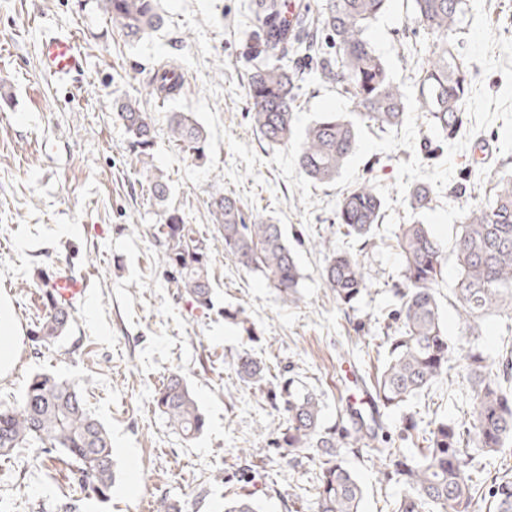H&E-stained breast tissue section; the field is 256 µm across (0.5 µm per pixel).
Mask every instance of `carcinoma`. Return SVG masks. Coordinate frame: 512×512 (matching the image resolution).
I'll use <instances>...</instances> for the list:
<instances>
[{
    "instance_id": "cac0c4a2",
    "label": "carcinoma",
    "mask_w": 512,
    "mask_h": 512,
    "mask_svg": "<svg viewBox=\"0 0 512 512\" xmlns=\"http://www.w3.org/2000/svg\"><path fill=\"white\" fill-rule=\"evenodd\" d=\"M98 7L131 45L163 23L161 0H97ZM389 0H320L315 14L298 12L288 20L278 0H254L260 30L248 47L255 60L247 79L248 116L268 146L286 147L294 137L300 71L268 62L291 49L320 60L321 78L336 84L356 108V116L382 132L398 130L405 115V94L368 38V29ZM469 0H412L415 18L432 40L427 58H408L417 87L416 101L426 124L437 134L429 159L444 154L447 142L464 125V105L471 87L470 68L449 41L468 11ZM336 48L326 55L318 34ZM156 95L181 92L183 77L173 60L161 62L150 79ZM115 110L129 135L130 147L146 168L149 194L162 209L156 234L165 266L174 283L201 308L211 304L210 259L205 238L167 207L169 185L153 164L154 127L140 102L122 99ZM169 138L192 159L206 158L207 132L189 112L167 117ZM358 147L354 120L328 112L309 125L296 149L295 162L309 180L336 179ZM405 202L424 209L432 202L423 184L409 187ZM385 203L367 179L342 194L336 221L351 239L326 261L322 278L336 303L352 308L368 291L361 256L382 222ZM209 212L224 236V251L249 272H258L285 304L297 300L302 274L280 224L247 220L239 201L222 191L211 195ZM453 245L456 279L454 308L473 332L477 321L505 315L501 360L477 344L458 348L448 339L437 286L446 256L442 243L426 224L399 225L396 246L402 258V280L394 285L396 302L381 347L386 355L376 375L367 377L372 408L401 410L414 398L448 378L454 354H461L471 387L472 421L445 416L420 426L416 413L403 414L399 437L410 448L379 447L382 426L375 417L350 407L336 423L324 422L321 395L314 391L272 400L283 412L285 432L276 441L281 458L300 454L316 459L320 473L313 512H361L363 489L345 466L343 456L368 453L376 458L381 481L402 488L390 500V512H471L478 500L491 499L494 512H512V475L491 470V459L512 447V174L496 178L492 194L464 210ZM71 315L51 305L38 318L32 336L48 345L68 328ZM239 378L257 389L269 384L265 366L242 351L233 361ZM153 405L186 440L200 434L205 419L181 375L170 374L153 396ZM37 446L57 451L76 468L83 489L98 500L108 498L115 482L112 441L86 408L73 384L46 373L35 374L20 401L0 407V456ZM224 512H259L248 495L224 504Z\"/></svg>"
}]
</instances>
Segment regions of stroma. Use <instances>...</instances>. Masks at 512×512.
<instances>
[{"label": "stroma", "instance_id": "35a3bbf8", "mask_svg": "<svg viewBox=\"0 0 512 512\" xmlns=\"http://www.w3.org/2000/svg\"><path fill=\"white\" fill-rule=\"evenodd\" d=\"M165 23L137 45L111 28L96 0H0V405L19 400L30 376L50 372L77 383L92 415L107 428L116 479L111 497L82 500L78 512H155L161 500L183 512H224V502L253 495L262 512H310L316 460H281L275 441L282 416L264 392L247 386L232 363L250 350L271 375L292 377L321 394L324 417L364 401L362 379L376 372L367 360L383 334L375 319L392 307L401 262L394 248L399 225H430L444 248L459 231L462 200L448 188L468 158L487 181L512 172V0H470L457 51L472 74L467 125L437 165L422 148L430 129L416 110L401 128L382 133L359 125L356 153L335 181L315 184L301 174L293 148L261 141L247 116L243 50L254 28L250 0H163ZM48 33L77 34L82 69L60 82L39 63ZM394 81L415 98L405 48L428 56L431 42L410 0H391L369 29ZM177 61L183 88L161 99L149 79L158 63ZM139 99L155 130L154 163L169 184L167 205L197 225L210 247L212 306L204 309L172 288L153 226L161 212L148 198L146 174L113 109ZM334 84L305 72L295 128L327 112H353ZM193 113L205 127L207 159H191L168 139L166 115ZM371 180L386 199L385 216L362 262L370 288L357 309L342 310L322 280L326 258L343 236L336 225L341 194ZM415 183L431 187L429 208L401 203ZM236 196L245 214L283 225L303 278L300 299L282 303L263 277L242 270L224 250L208 201L216 190ZM57 267L88 275L86 298L52 345L33 342L29 330L46 307L40 271ZM192 391L205 426L182 438L158 412L156 388L171 373ZM449 381L419 397L422 420L468 421L470 385L461 361ZM265 461L252 479L238 476L240 449ZM365 487L363 512H388L397 492L381 482L369 454L347 455ZM77 477L59 453L25 448L0 457V512H70Z\"/></svg>", "mask_w": 512, "mask_h": 512}]
</instances>
